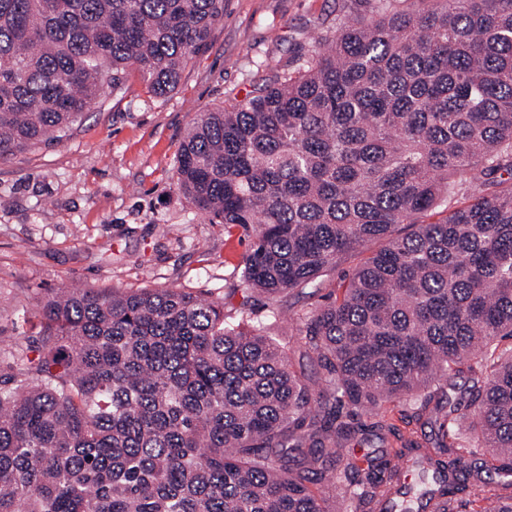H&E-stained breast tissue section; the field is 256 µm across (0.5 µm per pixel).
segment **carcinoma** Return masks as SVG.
Returning a JSON list of instances; mask_svg holds the SVG:
<instances>
[{
	"instance_id": "cac0c4a2",
	"label": "carcinoma",
	"mask_w": 512,
	"mask_h": 512,
	"mask_svg": "<svg viewBox=\"0 0 512 512\" xmlns=\"http://www.w3.org/2000/svg\"><path fill=\"white\" fill-rule=\"evenodd\" d=\"M421 2L339 27L301 70L200 113L179 150V191L249 238L251 292L317 289L382 243L303 314L325 386L291 369L273 310L55 289L38 357L17 343L0 375V512H331L329 488L353 512H414L398 465L348 449L353 416L394 401L443 413L434 450L395 451L431 512L470 482L455 428L512 488V352L494 348L512 339V0ZM223 18L224 0H0V160L62 139L133 72L174 90Z\"/></svg>"
}]
</instances>
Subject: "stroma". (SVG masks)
Segmentation results:
<instances>
[{"mask_svg": "<svg viewBox=\"0 0 512 512\" xmlns=\"http://www.w3.org/2000/svg\"><path fill=\"white\" fill-rule=\"evenodd\" d=\"M378 0H224V18L205 49L188 61L180 84L153 95L138 75L108 94L61 141L0 161V373L15 341L34 334V313L55 288H144L175 285L220 299L226 314L247 305L281 316L271 334L292 370L320 380L325 369L305 354L299 312L331 302L361 263L347 255L314 295L268 300L245 294L248 240L241 228L208 223L176 187L179 148L198 113L245 99L273 73L291 72L304 49L347 20L376 16ZM382 421L384 430L374 429ZM431 409L384 404L359 414L349 444L363 465L393 459L387 432H415L435 446Z\"/></svg>", "mask_w": 512, "mask_h": 512, "instance_id": "obj_1", "label": "stroma"}]
</instances>
